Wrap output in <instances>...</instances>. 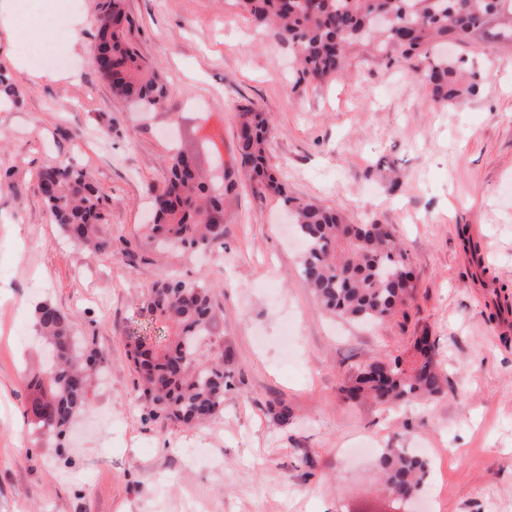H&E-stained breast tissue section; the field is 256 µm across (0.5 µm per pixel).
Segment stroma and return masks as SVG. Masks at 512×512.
Masks as SVG:
<instances>
[{
	"mask_svg": "<svg viewBox=\"0 0 512 512\" xmlns=\"http://www.w3.org/2000/svg\"><path fill=\"white\" fill-rule=\"evenodd\" d=\"M109 0H17L0 65L21 94L0 112V512H407L375 482V448L431 449L427 512H512V28L491 17L442 50L482 75L474 96L439 104L412 66L356 51L342 76L295 86L294 50L237 0H124L128 39L169 77L162 107L113 97L94 65ZM79 18V34L68 21ZM48 34L70 67L23 64V28ZM274 118L268 156L288 196L384 224L408 253L414 299L378 325L324 311L299 272L283 198L239 178L224 243L199 253L145 239L173 143L202 168L239 166L237 105ZM64 161L106 201L103 256L51 223L36 173ZM205 280L213 340L235 387L218 419H148L135 399L126 332L142 295L170 274ZM76 317L104 358L88 411L60 440L27 417L41 373L34 309ZM430 334L447 378L429 402L348 400L340 386L374 359H411ZM293 417L277 422L271 406Z\"/></svg>",
	"mask_w": 512,
	"mask_h": 512,
	"instance_id": "stroma-1",
	"label": "stroma"
}]
</instances>
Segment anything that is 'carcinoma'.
<instances>
[{
  "instance_id": "carcinoma-1",
  "label": "carcinoma",
  "mask_w": 512,
  "mask_h": 512,
  "mask_svg": "<svg viewBox=\"0 0 512 512\" xmlns=\"http://www.w3.org/2000/svg\"><path fill=\"white\" fill-rule=\"evenodd\" d=\"M122 0L98 18L94 57L97 71L114 97L150 110L170 94L171 85L148 65L124 37L127 17ZM258 28H273L295 48L299 68L295 85L318 83L341 74L351 52L373 45L389 63L423 64L421 77L433 98L448 102L480 89V75L467 61L450 62L434 53L448 40L464 43L493 15L512 10L508 0H239ZM378 13L395 18L396 26L374 31ZM17 102L10 72L0 67V103ZM274 128L271 114L253 105L238 108L237 152L245 175L259 193L283 197L304 249L300 275L321 307L349 322L380 323L405 306L414 290L408 255L381 224H348L331 207L297 201L286 195L266 155ZM39 192L64 235L78 246L112 254L116 236L100 230L104 195L85 174L68 164L47 166L37 176ZM232 185L224 169L204 171L192 153L170 156L164 189L154 200V220L147 239L185 252L224 244L226 199ZM141 315L155 324L153 333L127 336V358L137 374V400L155 422L186 427L214 420L224 411V394L232 389L224 353L204 349L214 334L217 313L203 281L170 275L148 289ZM75 317L51 302L35 308V325L52 361L30 386L36 394L26 414L42 431L63 436L76 415L89 405L91 377L98 354L75 334ZM436 340L424 334L414 341L413 360H373L340 387L352 399L370 395L382 402L435 398L446 379L436 360ZM430 461L408 448H383L378 472L386 490L421 495Z\"/></svg>"
}]
</instances>
